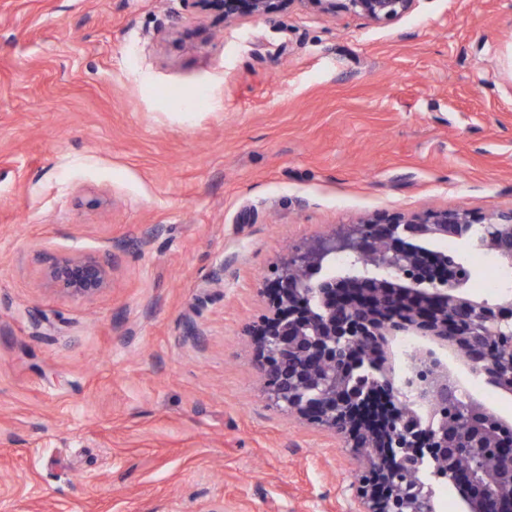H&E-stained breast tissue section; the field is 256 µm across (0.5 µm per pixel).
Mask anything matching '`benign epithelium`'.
I'll return each mask as SVG.
<instances>
[{"label":"benign epithelium","instance_id":"obj_1","mask_svg":"<svg viewBox=\"0 0 512 512\" xmlns=\"http://www.w3.org/2000/svg\"><path fill=\"white\" fill-rule=\"evenodd\" d=\"M198 12L219 14L224 24L246 16L273 20L292 6L314 15L344 8L383 25L411 13L418 0H191ZM476 224L499 229L482 244L512 270V209L476 218L464 211H426L407 219L368 221L309 243L277 267L268 288L271 314L254 330L258 369L268 397L283 411L342 435L366 460L359 478L362 512H434V502L404 490L402 475L426 461L432 476L449 479L460 512H509L512 502V421L497 430L466 415L431 428L419 417L462 388L449 359L461 362L512 395V293L496 300L476 296L459 274L460 262L413 239L446 241ZM112 265L86 252L64 253L42 272L41 286L78 299L101 295ZM416 336L423 346L408 354L424 360L427 377L389 364V342ZM378 364L381 375L358 391L348 381L356 367ZM478 460L496 449L495 461L462 469L459 449Z\"/></svg>","mask_w":512,"mask_h":512}]
</instances>
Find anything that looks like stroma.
<instances>
[{
    "label": "stroma",
    "instance_id": "1",
    "mask_svg": "<svg viewBox=\"0 0 512 512\" xmlns=\"http://www.w3.org/2000/svg\"><path fill=\"white\" fill-rule=\"evenodd\" d=\"M442 209H512V0H0V512H356L251 330L303 243ZM73 250L103 296L39 287ZM198 12L218 13L224 24H237L246 16L274 20L291 6L314 15H333L344 8L375 25H383L411 13L418 0H186Z\"/></svg>",
    "mask_w": 512,
    "mask_h": 512
}]
</instances>
